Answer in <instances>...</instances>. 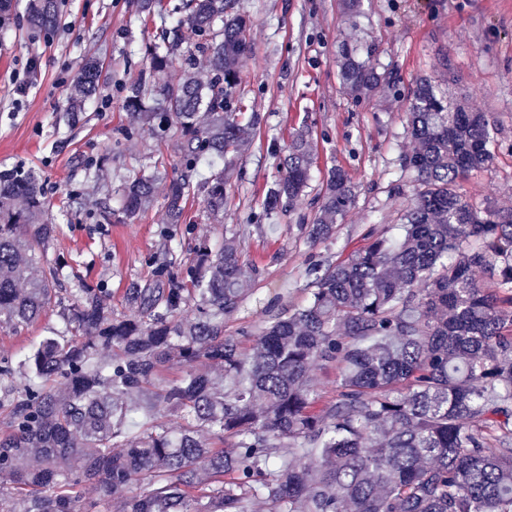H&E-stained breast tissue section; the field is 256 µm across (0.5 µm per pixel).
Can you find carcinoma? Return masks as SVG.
I'll return each mask as SVG.
<instances>
[{"instance_id": "obj_1", "label": "carcinoma", "mask_w": 512, "mask_h": 512, "mask_svg": "<svg viewBox=\"0 0 512 512\" xmlns=\"http://www.w3.org/2000/svg\"><path fill=\"white\" fill-rule=\"evenodd\" d=\"M26 13L49 33L57 0H28ZM185 25L209 53L206 77L158 90L144 74L125 96L126 137L174 127L184 138L183 172L166 195L171 224L183 223L197 187L211 211L224 209V172L196 187L191 174L204 156L240 154L260 124L244 111L251 48L238 0H187ZM178 49V33L161 34L151 71ZM340 72L360 95L380 79L346 47ZM102 77L100 58H83L67 111H84ZM408 131L419 149L400 159L415 178L399 237L312 264L303 298L257 329L224 333L256 275L226 237L200 243L181 275L166 260L155 286L128 289L137 317L112 315L84 288L64 309L66 331L17 367L1 360L0 474L10 487L0 485V512H250L256 499L270 512H512V209L459 192L468 172L492 163L498 120L424 78ZM310 166L298 131L264 213L304 191ZM157 178L147 161L125 186L126 219L152 202ZM354 201L345 172L332 169L299 233L329 238ZM48 209L34 174L0 170V324L14 329L56 301L58 269L42 250L55 232ZM478 272L493 287H480ZM313 363L336 366L326 405ZM166 365L181 375L159 387ZM159 406L182 426L159 421ZM134 482L147 492L125 496Z\"/></svg>"}]
</instances>
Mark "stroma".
<instances>
[{"label": "stroma", "mask_w": 512, "mask_h": 512, "mask_svg": "<svg viewBox=\"0 0 512 512\" xmlns=\"http://www.w3.org/2000/svg\"><path fill=\"white\" fill-rule=\"evenodd\" d=\"M153 13L140 0H62L57 32L29 29L24 7L0 13V165L38 174L55 232L46 245L61 274L59 304L12 330L0 326V360L19 362L45 337L63 330V307L81 288H98L113 315L133 317L132 285H154L168 255L189 264L193 248L217 231L235 233L258 268L253 292L224 324L227 334L264 323L275 294L297 301L311 261L347 258L368 236L398 223L406 197L391 183L402 155L417 141L406 131L411 91L428 77L465 107L493 113L502 147L489 167L460 183L473 204L512 208V0H239L251 19L252 55L242 89L261 123L237 165L227 171L224 211L212 214L202 195L191 198L186 221L169 224L165 185L134 221L122 213L121 187L152 157L160 172L181 170V139L142 133L126 137L132 118L125 88L144 72L157 86L183 75L185 56L205 76L199 38L183 28L170 68L151 71L146 52L176 19L181 0H162ZM372 60L381 81L363 98L343 83L338 51ZM88 53L103 61L108 79L85 111L67 109L77 65ZM27 76L15 83V74ZM305 131L313 158L310 187L291 206L264 215L263 201L278 179L279 162L296 131ZM343 168L356 201L336 220L333 237L311 244L297 227L311 223L315 197L332 168Z\"/></svg>", "instance_id": "35a3bbf8"}]
</instances>
